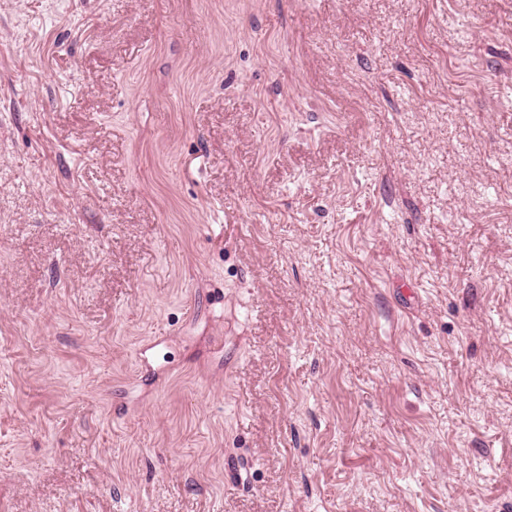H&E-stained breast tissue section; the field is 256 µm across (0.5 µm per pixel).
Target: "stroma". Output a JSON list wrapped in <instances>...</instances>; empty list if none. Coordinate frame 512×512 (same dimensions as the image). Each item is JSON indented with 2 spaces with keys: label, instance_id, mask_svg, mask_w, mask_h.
Returning <instances> with one entry per match:
<instances>
[{
  "label": "stroma",
  "instance_id": "stroma-1",
  "mask_svg": "<svg viewBox=\"0 0 512 512\" xmlns=\"http://www.w3.org/2000/svg\"><path fill=\"white\" fill-rule=\"evenodd\" d=\"M0 512H512V0H0Z\"/></svg>",
  "mask_w": 512,
  "mask_h": 512
}]
</instances>
